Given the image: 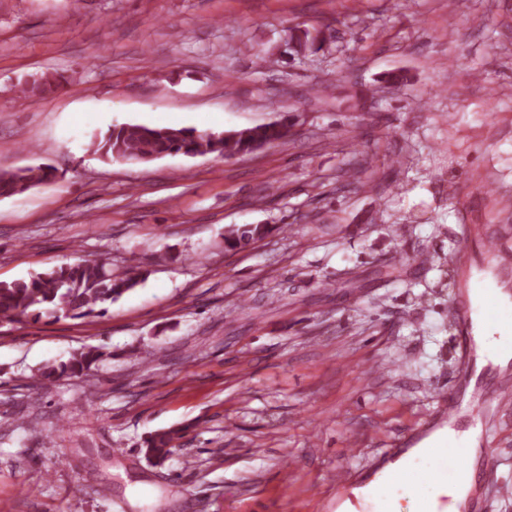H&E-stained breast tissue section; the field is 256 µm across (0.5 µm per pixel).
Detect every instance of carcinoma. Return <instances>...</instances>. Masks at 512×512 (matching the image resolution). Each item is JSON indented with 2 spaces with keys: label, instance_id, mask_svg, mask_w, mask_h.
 I'll return each mask as SVG.
<instances>
[{
  "label": "carcinoma",
  "instance_id": "1",
  "mask_svg": "<svg viewBox=\"0 0 512 512\" xmlns=\"http://www.w3.org/2000/svg\"><path fill=\"white\" fill-rule=\"evenodd\" d=\"M65 78L45 72L19 86L24 97L41 96L57 90ZM288 138V127L263 124L234 131L150 127L124 124L110 129L91 142L101 158L149 162L168 155L196 157L214 154L230 159L259 148L277 145ZM57 177V169L39 165L19 170H0V199L21 195ZM272 228L267 224H231L224 231V248L238 250L265 238ZM148 271L133 263L117 274L107 260L84 259L61 264L25 280L0 281V323L38 322L43 318H103L109 307L124 294L145 281ZM103 348L79 350L65 361L47 364L34 375L35 384L50 388L63 380L85 379L103 360ZM144 457L155 467L169 459L175 447V432L156 431L142 443Z\"/></svg>",
  "mask_w": 512,
  "mask_h": 512
}]
</instances>
